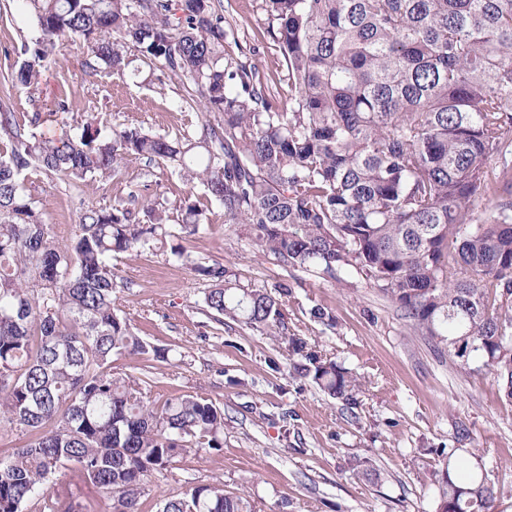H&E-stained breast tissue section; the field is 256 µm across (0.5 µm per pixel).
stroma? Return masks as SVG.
Listing matches in <instances>:
<instances>
[{
	"label": "stroma",
	"mask_w": 512,
	"mask_h": 512,
	"mask_svg": "<svg viewBox=\"0 0 512 512\" xmlns=\"http://www.w3.org/2000/svg\"><path fill=\"white\" fill-rule=\"evenodd\" d=\"M215 6L235 33L226 55L259 61L262 82L287 101L291 89L267 32L265 0H215ZM36 35L24 0H0V109L40 113L42 137L80 135L96 116L109 126L176 138L218 118L186 104L177 78L139 84L101 66L85 68L86 53L67 37L57 41L37 82L22 85L15 65ZM24 184L51 240L63 248L73 244L88 209L122 204L138 212L149 197L171 208L190 197L205 211L197 232L173 223L167 247L112 258L115 306L151 347L147 354L113 355V373L146 380L154 404L191 394L224 412L223 448L190 450L153 473L139 512H159L164 499L207 484L249 494L258 512H435L446 465L479 462L497 491V512H512V400L492 374L452 365L440 344L414 332L398 306L363 278L319 277L258 256L246 229L225 223L221 204L207 200L186 171L162 161L129 156L103 184L33 166ZM173 244L193 261L222 263L241 285L270 291L287 285L281 302L289 334L358 377L357 406L290 374L286 342L219 322L204 302L208 281L171 254ZM317 305L334 325L311 317ZM156 347L168 350L167 361L154 358ZM359 458L377 479L353 471Z\"/></svg>",
	"instance_id": "35a3bbf8"
}]
</instances>
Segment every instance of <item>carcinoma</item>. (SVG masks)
<instances>
[{"mask_svg":"<svg viewBox=\"0 0 512 512\" xmlns=\"http://www.w3.org/2000/svg\"><path fill=\"white\" fill-rule=\"evenodd\" d=\"M38 36L15 79L37 81L63 36L122 72L140 60L183 79L191 101L221 115L170 139L88 120L80 136L43 138L35 113L0 112V421L30 434L0 456V512H84L85 487L108 512H138L147 477L190 448L224 447V413L194 395L152 406L146 381L102 371L115 353L148 352L112 298V253L163 243L169 208L86 210L58 248L25 191L35 165L97 180L129 155L195 175L248 226L251 246L331 278L356 273L397 304L453 364L494 375L512 400V0H265L293 95L282 103L257 63L224 55L234 31L214 0H29ZM198 229L202 211L179 206ZM207 306L271 336L285 314L264 288L195 264ZM65 313L63 321L59 313ZM295 373L356 404L345 368L289 339ZM488 475L446 469L436 512H496ZM160 512H256L245 494L196 486Z\"/></svg>","mask_w":512,"mask_h":512,"instance_id":"1","label":"carcinoma"}]
</instances>
